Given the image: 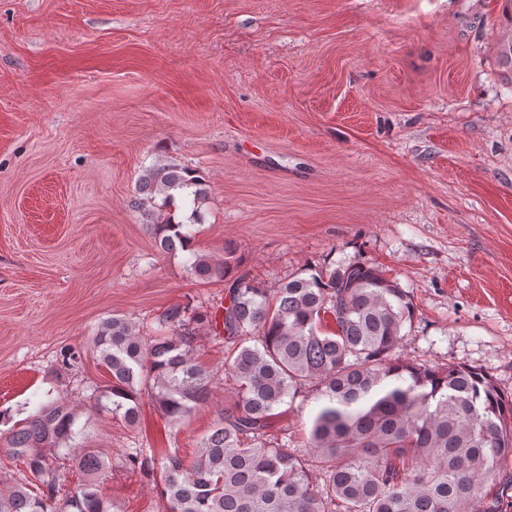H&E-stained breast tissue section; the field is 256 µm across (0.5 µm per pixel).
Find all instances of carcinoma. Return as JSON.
I'll return each mask as SVG.
<instances>
[{
  "label": "carcinoma",
  "mask_w": 512,
  "mask_h": 512,
  "mask_svg": "<svg viewBox=\"0 0 512 512\" xmlns=\"http://www.w3.org/2000/svg\"><path fill=\"white\" fill-rule=\"evenodd\" d=\"M180 197L198 222L206 199L188 166L143 171L134 205L156 246L187 252V270L229 284L221 314L177 305L153 335L103 319L93 338L111 384L88 396L97 412L135 424L142 394L173 426L204 404L214 374L194 350L206 327L224 340L236 399L185 465L177 451L126 448L124 461L155 475L164 512H504L512 479L483 485L512 459V398L481 370L435 367L396 355L414 305L400 284L362 261L308 268L270 290L240 271L232 251L213 262L192 249L190 225L157 216ZM313 388L322 403L303 455L268 438L278 409ZM78 413L47 392L27 419L0 432L21 462L0 486V512H118L105 497L106 456L83 448Z\"/></svg>",
  "instance_id": "cac0c4a2"
}]
</instances>
